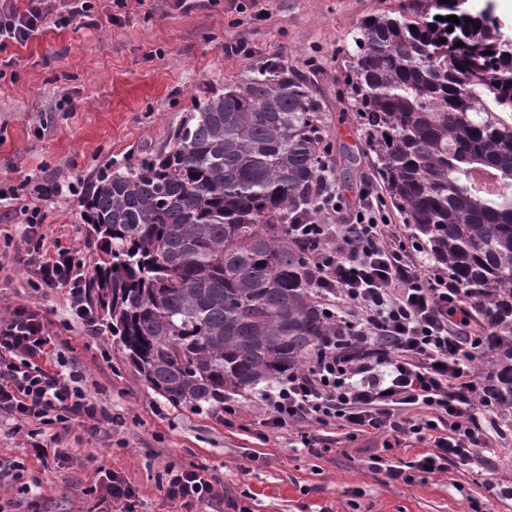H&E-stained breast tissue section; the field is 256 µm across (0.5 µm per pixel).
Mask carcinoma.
I'll return each mask as SVG.
<instances>
[{"label":"carcinoma","mask_w":512,"mask_h":512,"mask_svg":"<svg viewBox=\"0 0 512 512\" xmlns=\"http://www.w3.org/2000/svg\"><path fill=\"white\" fill-rule=\"evenodd\" d=\"M353 42L347 98L376 171L492 328L478 391L512 429V56L490 5L458 0H406ZM322 142L307 77L270 60L196 99L170 150L86 189L81 220L101 251L89 288L170 405L222 411L224 392L288 377L344 329L316 302L313 250L292 231L318 210ZM477 169L501 191L480 190Z\"/></svg>","instance_id":"obj_1"}]
</instances>
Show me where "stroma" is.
<instances>
[{"mask_svg":"<svg viewBox=\"0 0 512 512\" xmlns=\"http://www.w3.org/2000/svg\"><path fill=\"white\" fill-rule=\"evenodd\" d=\"M404 0H213L189 12L174 0H145L112 22V0H96L92 16L59 29L46 24L26 45L0 54V181L20 186L18 199L0 202V318L20 304L47 319L58 370L81 376L122 425L93 441L80 428L60 434L63 464L40 463L27 433L0 432V462L18 460L21 481L0 491V512H15L26 487L39 488L41 512H113L94 489L98 471L124 477L137 490V512H512L496 484H512V433L467 463L390 479L425 454L407 440L387 448L386 433L357 434L336 425L296 423L258 435L265 414L254 393L235 399L241 413L225 425L223 412L192 413L169 405L127 361L108 324L90 333L67 319L66 292L37 290L13 256L23 245L25 211L40 206L47 245L70 248L86 270L99 252L81 220L85 188L106 168L140 163L173 145L196 97L223 92L267 59H280L307 76L323 109L326 164L339 198L328 223H344L365 184L391 223L401 217L374 169V156L346 97L344 79L355 29L396 11ZM246 51L232 55L227 45ZM58 183L62 192L38 200L36 189ZM310 435L315 447L301 444ZM208 467L223 477L224 495L186 507L160 488L167 465Z\"/></svg>","mask_w":512,"mask_h":512,"instance_id":"stroma-1","label":"stroma"}]
</instances>
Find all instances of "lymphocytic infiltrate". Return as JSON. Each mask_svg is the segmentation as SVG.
<instances>
[{
	"label": "lymphocytic infiltrate",
	"mask_w": 512,
	"mask_h": 512,
	"mask_svg": "<svg viewBox=\"0 0 512 512\" xmlns=\"http://www.w3.org/2000/svg\"><path fill=\"white\" fill-rule=\"evenodd\" d=\"M69 3L53 19L46 0H27L22 11L14 0H0V52L27 44L46 20L63 27L94 8L92 0ZM39 214L31 209L16 260L35 288L65 289L71 319L97 331L85 267L71 249L46 246ZM294 231L315 248L310 276L317 301L330 313H345L352 333L326 337L306 366L262 393L263 427L334 421L390 434L398 443L408 437L430 446L414 463L422 474L490 447L475 371L483 339L469 331L462 288L443 271H423L387 214L375 209L370 190H363L349 223L299 224ZM51 341L45 317L29 306L0 320V414L20 425H76L91 438L110 433L114 419L76 377L38 367ZM222 487L209 469L170 466L163 490L193 506L212 501Z\"/></svg>",
	"instance_id": "1"
}]
</instances>
